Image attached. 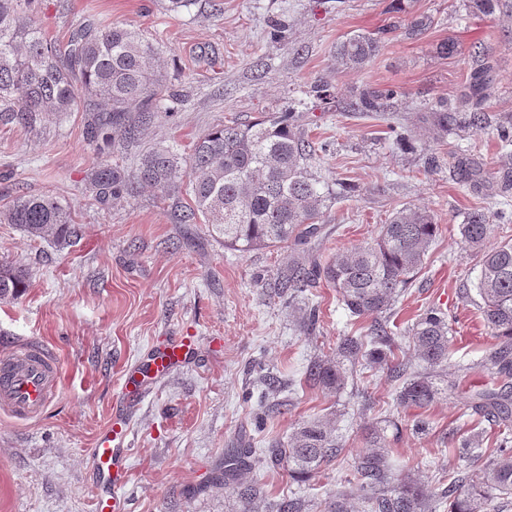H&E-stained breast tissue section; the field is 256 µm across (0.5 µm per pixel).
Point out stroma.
<instances>
[{
	"instance_id": "stroma-1",
	"label": "stroma",
	"mask_w": 512,
	"mask_h": 512,
	"mask_svg": "<svg viewBox=\"0 0 512 512\" xmlns=\"http://www.w3.org/2000/svg\"><path fill=\"white\" fill-rule=\"evenodd\" d=\"M166 0H36L33 17L62 42L73 23L93 18L126 23L157 42L154 66L166 83L188 94L185 107L161 113L138 140L89 142L92 116H49L36 129L0 126V210L22 191L45 193L71 205L80 227L63 246L31 239L0 224V264L27 271V288L0 301V353L37 342L57 359L59 394L36 420L16 421L0 411V512H97L90 480V450L117 409L130 426L126 512H224L230 490L212 484L224 451L250 443L257 455L244 475L271 498L300 496L318 503L340 490L365 447L366 425L390 419L401 432L389 442L396 468L413 474L426 491L441 490L466 461L448 447L455 429L493 433L470 409L468 392L490 379L485 362L498 344L485 326L473 286L479 256L462 239L467 213H496L493 184L507 154L498 121L512 113V15L473 17L462 0H194L180 13ZM429 26L409 32L412 19ZM281 38H272L274 27ZM381 33L377 55L365 66L339 65L336 46L354 33ZM453 40V55L438 43ZM489 50L495 83L477 132L433 133L424 114L438 99L464 102L477 47ZM350 98L365 88L395 86L402 95L390 114L321 109L315 82ZM263 112L304 117L317 152L314 166L351 186L332 200L321 231L302 245L242 252L225 246L208 225L182 223L189 195L141 190L107 202L88 190L103 162L131 164L143 148L168 147L189 156L216 124L246 123ZM411 130L416 148L399 145L394 128ZM424 207L438 226L416 279L387 327L399 339L424 311L445 312L452 328L445 399L426 409L403 408L390 398L397 383L384 370L333 392L310 385L311 356L329 355L338 337L362 336L367 321H353L336 290L320 282L305 297L278 295L277 275L295 262L328 259L336 251L377 237L392 209ZM320 314L302 330L308 304ZM191 336L194 357L132 406L121 387L130 367L157 343ZM278 381L276 391L260 376ZM338 414L344 448L330 466L298 483L271 464L268 441L287 440L299 422ZM425 419V433L412 431Z\"/></svg>"
}]
</instances>
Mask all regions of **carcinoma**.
<instances>
[{
  "instance_id": "1",
  "label": "carcinoma",
  "mask_w": 512,
  "mask_h": 512,
  "mask_svg": "<svg viewBox=\"0 0 512 512\" xmlns=\"http://www.w3.org/2000/svg\"><path fill=\"white\" fill-rule=\"evenodd\" d=\"M34 0H0V126L33 129L48 112L64 114L78 105L92 113L88 136L112 140L119 134L135 140L143 126L170 101L169 112L182 99L163 93V79L153 67L157 48L127 25H102L85 18L59 44L31 19ZM505 0H467L469 12L488 16ZM380 38L357 33L336 46V60L360 68L376 55ZM490 66L474 67L467 101L454 108L438 100L428 118L441 133L480 130L487 123L482 104L492 85ZM397 91L364 90L352 101L354 112L387 111ZM138 106L130 114V106ZM312 145L300 117L274 112L241 125L218 124L194 144L189 157L186 193L193 207L182 216L190 222L202 217L224 244L241 251L280 244L306 243L317 230L327 202L334 199L329 183L314 171ZM179 157L167 148L151 147L127 168L100 164L90 190L102 200L121 198L139 186L163 192L178 189ZM12 224L30 238L62 245L76 233L71 207L51 195L17 196L0 211V223ZM490 216L471 212L461 234L481 252L476 291L491 334L501 339L488 358L491 379L470 395L472 411L498 427L496 457L461 475L448 477V485L428 493L421 482L396 471L386 444L390 420L373 425L367 446L359 454L349 490L336 492L319 512H350L349 499L357 495L366 512H490L491 503L512 504V241L484 249L492 232ZM437 233L434 216L425 210L399 208L382 224L371 243L336 253L320 263L288 266L279 287L297 297L323 280L336 288L338 302L357 319H371L365 336H342L334 357L316 356L307 379L327 391L341 392L359 370L382 368L401 381L395 394L399 406L426 409L448 396V346L451 328L441 312L427 310L410 329V343L418 367L400 359L398 343L382 315L392 310L400 294L420 272ZM27 288L26 272L12 264L0 265V299H16ZM453 448L469 461L484 456L483 435H455ZM271 463H285L288 473L305 480L336 460L342 444L330 421L313 418L293 428L285 442L266 448ZM253 448L242 444L224 452V464L212 480L236 489L230 512H311L299 498L269 500L262 488L242 482L252 467Z\"/></svg>"
}]
</instances>
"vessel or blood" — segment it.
Returning <instances> with one entry per match:
<instances>
[{
  "mask_svg": "<svg viewBox=\"0 0 512 512\" xmlns=\"http://www.w3.org/2000/svg\"><path fill=\"white\" fill-rule=\"evenodd\" d=\"M193 354V346L176 337L152 348L146 362L147 376L137 371L125 375L123 394L135 402L148 388L149 378L171 374ZM60 377L53 357L32 345L0 355V410L19 420H34L44 413L59 392ZM129 427L124 411H116L90 450L91 477L101 490L99 512H124L122 492L129 479L127 460Z\"/></svg>",
  "mask_w": 512,
  "mask_h": 512,
  "instance_id": "b4317fda",
  "label": "vessel or blood"
}]
</instances>
